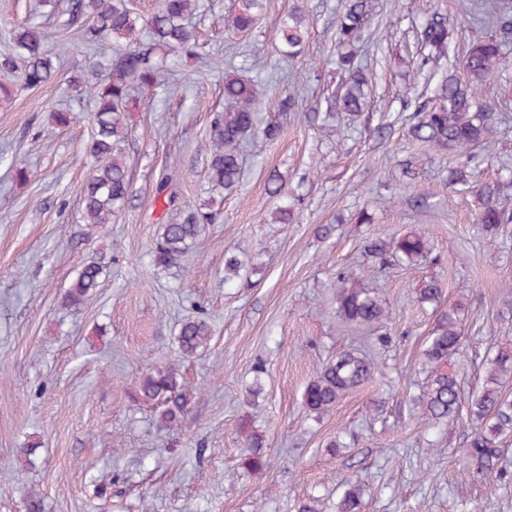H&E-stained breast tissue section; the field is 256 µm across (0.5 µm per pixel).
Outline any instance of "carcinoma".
<instances>
[{
	"label": "carcinoma",
	"mask_w": 512,
	"mask_h": 512,
	"mask_svg": "<svg viewBox=\"0 0 512 512\" xmlns=\"http://www.w3.org/2000/svg\"><path fill=\"white\" fill-rule=\"evenodd\" d=\"M203 7L200 0H160V8L147 20L132 7L131 0H69L72 19L89 20L79 39L97 46L98 60L85 77L70 80L76 101H95L93 133L86 147L89 175L80 188L81 221L89 226L112 223V218L129 202L131 191L128 169L121 144L128 137L125 113L131 110L130 91L159 87L165 77L186 57L200 56L201 43L196 29L186 17ZM263 0H236L229 26L237 32L256 27ZM374 16L373 0H341L336 24V65L344 72L341 83L327 99V110L353 122L367 107V88L356 54ZM492 27L499 36L472 43L464 55L463 74L450 71L442 76L434 95L415 105L406 137L412 143L437 152H454L457 164L448 171V188L472 196L477 202L475 221L493 232L508 223L512 209L509 183L479 177L476 154L494 142L499 117L493 109L498 79L512 69V59L504 51V40L512 37V0H493ZM475 21L468 10L461 17L433 13L422 26L418 40L426 53L416 67L423 70L433 62L448 58L455 29ZM310 21L295 10L279 24L274 48L281 55L301 52ZM21 69L20 77L29 88L50 80L54 73L52 52L40 26L32 22L13 29L8 53L0 56V69ZM297 105L292 92L271 98L260 79L224 77V111L211 122L213 149L207 168L208 184L215 190H231L242 177L243 158L239 146L263 134L275 140L281 127L269 123L259 127L258 113L273 109L290 112ZM212 215L199 209H183L172 221L161 225V232L150 251L153 265L167 269L185 261ZM431 251V240L423 233L399 237L379 235L365 245V254L379 266L400 261L412 263ZM242 261L234 254L225 258L224 281L239 277ZM104 273L100 263L82 266L64 292L63 303L78 307L99 287ZM336 316L350 328H374L385 324L389 313L373 292L348 276L336 274ZM442 288L434 280L419 288V300L441 306ZM461 305L448 304L437 326L426 341L423 358L435 376L430 387L417 399L422 420L435 426L453 422L460 413V388L456 374L447 370L460 352L463 335ZM212 328L204 312L184 319L177 341L185 358L208 348ZM375 372L367 355L347 350L322 368L306 388V408L319 415L333 410L352 389L369 381ZM512 350L500 349L486 360L480 391L469 405L471 420L477 421L466 443L463 470L479 477L493 490L504 476L497 467L504 441L512 436ZM143 403L160 408L159 421L168 426L185 414L182 377L174 366H160L143 374L137 391ZM246 468L258 470L267 465L263 435L253 432L244 448ZM364 488L348 478L343 483L340 512H359Z\"/></svg>",
	"instance_id": "carcinoma-1"
}]
</instances>
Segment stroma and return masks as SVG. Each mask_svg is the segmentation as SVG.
Wrapping results in <instances>:
<instances>
[{"label": "stroma", "mask_w": 512, "mask_h": 512, "mask_svg": "<svg viewBox=\"0 0 512 512\" xmlns=\"http://www.w3.org/2000/svg\"><path fill=\"white\" fill-rule=\"evenodd\" d=\"M369 49L368 124L325 119L341 80L333 45L340 0H266L249 32L229 35L234 0H208L193 22L204 63L184 66L168 89L137 93L123 156L129 204L111 223L88 230L78 188L88 175L94 101L72 106L66 80L92 56L69 25L68 0L55 12L40 0H0V52L12 28L34 22L61 58L50 81L32 89L0 72V512H22L34 489L43 512H297L309 498L338 512L345 478L365 485L362 512H512V442L495 492L464 475L468 414L428 426L410 402L432 379L421 356L438 319L420 304L421 281L435 277L446 301L462 304L464 335L455 370L463 403L479 389L485 359L512 348V223L494 243L474 222L471 198L448 189L452 153L425 151L404 137L410 103L431 87L415 71L414 42L426 15L462 11L468 0H377ZM298 9L311 21L292 62L267 59V90L300 76L295 111L263 113L280 124L276 141L245 145L240 188L218 193L207 182L211 121L224 109V72L246 54L266 56L276 27ZM387 126L379 138L374 130ZM420 176L402 188L398 162ZM28 167L21 181L15 165ZM280 182L282 196L271 194ZM388 200L373 223L357 211ZM294 220L274 223L279 200ZM212 213L192 255L155 269L148 257L168 207ZM428 234L433 248L413 265L378 267L366 239ZM244 262L224 282V254ZM99 261L105 273L92 298L67 307L77 270ZM374 289L390 314L384 327L353 331L336 316V270ZM209 318V347L181 358L176 336L196 311ZM368 346L379 374L347 393L335 410L303 402L320 369L347 349ZM178 366L186 414L159 426L135 400L140 377ZM260 382L252 396L248 388ZM263 434L267 467L241 457L250 432ZM341 449H333L334 441ZM34 448L32 459L20 450Z\"/></svg>", "instance_id": "35a3bbf8"}]
</instances>
